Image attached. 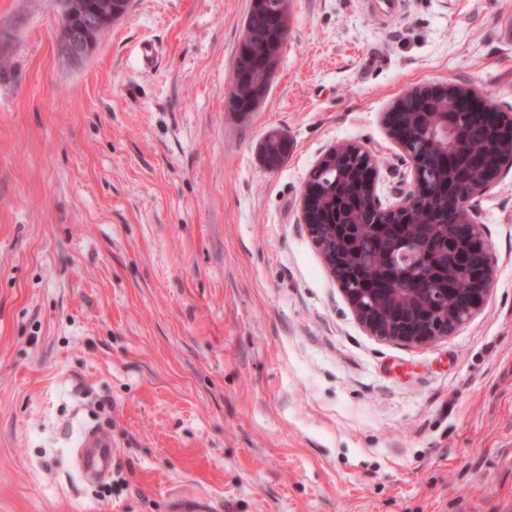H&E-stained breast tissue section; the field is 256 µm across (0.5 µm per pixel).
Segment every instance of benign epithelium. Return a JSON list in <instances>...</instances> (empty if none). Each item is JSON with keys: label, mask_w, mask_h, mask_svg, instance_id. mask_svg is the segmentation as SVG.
<instances>
[{"label": "benign epithelium", "mask_w": 512, "mask_h": 512, "mask_svg": "<svg viewBox=\"0 0 512 512\" xmlns=\"http://www.w3.org/2000/svg\"><path fill=\"white\" fill-rule=\"evenodd\" d=\"M112 25V3L104 0L82 16L79 26L59 36V47L68 59L79 62L92 50L87 32ZM420 92L444 96L458 106L456 112H440L434 123L421 130L435 145L423 155L407 141L404 113L393 109L387 117L390 137L400 158L410 168L411 184L386 202L379 194L380 169L373 153L361 144L348 143L328 149L317 161L327 160L345 168L359 160L361 220L323 224L308 205V191L301 197L302 222L347 302L362 326L383 340L426 344L446 337L469 323L485 305L495 274V259L484 224L479 220L480 200L512 171V116L488 105L476 86L453 83L428 86ZM448 164L446 208L441 213L445 231L418 246L419 256L435 272L444 275L445 287L430 288L406 265L391 256L408 241L411 214L426 206L430 196L426 175ZM390 227V232L371 241L380 263L370 267V277L382 288H349L350 259L360 248L365 227ZM464 277L469 287H456Z\"/></svg>", "instance_id": "1"}]
</instances>
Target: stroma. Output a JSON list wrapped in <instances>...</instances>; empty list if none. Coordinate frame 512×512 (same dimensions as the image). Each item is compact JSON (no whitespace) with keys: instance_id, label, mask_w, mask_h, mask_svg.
I'll return each instance as SVG.
<instances>
[{"instance_id":"1","label":"stroma","mask_w":512,"mask_h":512,"mask_svg":"<svg viewBox=\"0 0 512 512\" xmlns=\"http://www.w3.org/2000/svg\"><path fill=\"white\" fill-rule=\"evenodd\" d=\"M250 0H132L74 62L60 0H0V512H512V174L479 205L482 312L422 345L367 332L301 221L385 115L480 88L512 113V0H288L259 111L227 105ZM151 43L156 63L137 52ZM286 134L275 171L262 139ZM112 435L111 474L75 464ZM115 451L112 436L102 429L86 430L76 449L77 463L85 475H105L112 470Z\"/></svg>"}]
</instances>
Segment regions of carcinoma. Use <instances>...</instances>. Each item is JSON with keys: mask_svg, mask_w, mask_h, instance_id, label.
<instances>
[{"mask_svg": "<svg viewBox=\"0 0 512 512\" xmlns=\"http://www.w3.org/2000/svg\"><path fill=\"white\" fill-rule=\"evenodd\" d=\"M282 0H250L246 19V34L238 45L235 56V80L241 86L236 98L229 100L234 112L258 110L262 102L254 98L255 91L270 90L271 78L276 62L271 60L269 49L285 44L289 33L288 11L281 10ZM444 102L437 101L424 105L419 99L408 96L401 100L404 112H413L422 107L428 112L443 108ZM291 143L284 135L272 132L261 143L260 150L264 164L275 170L284 162ZM331 164L310 170L306 184L311 190L312 207L321 212L327 223H336V185L343 184L348 172H330Z\"/></svg>", "mask_w": 512, "mask_h": 512, "instance_id": "cac0c4a2", "label": "carcinoma"}]
</instances>
